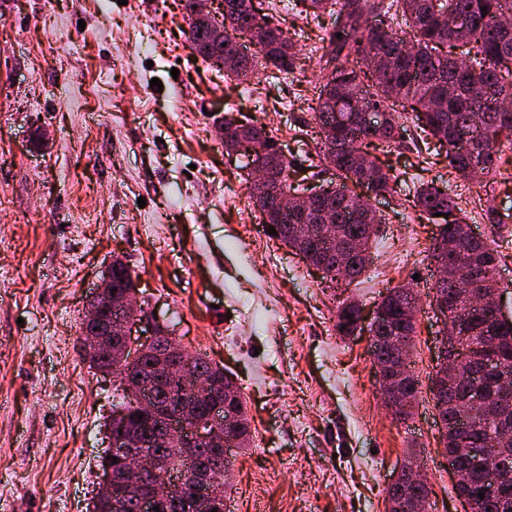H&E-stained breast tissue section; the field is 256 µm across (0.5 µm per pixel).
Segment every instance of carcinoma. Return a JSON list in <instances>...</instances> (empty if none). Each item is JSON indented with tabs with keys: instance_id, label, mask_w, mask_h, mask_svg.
Returning a JSON list of instances; mask_svg holds the SVG:
<instances>
[{
	"instance_id": "carcinoma-1",
	"label": "carcinoma",
	"mask_w": 512,
	"mask_h": 512,
	"mask_svg": "<svg viewBox=\"0 0 512 512\" xmlns=\"http://www.w3.org/2000/svg\"><path fill=\"white\" fill-rule=\"evenodd\" d=\"M195 2L181 0L187 23L184 35L192 52L207 62L215 58L217 48L212 30L194 20ZM223 2L224 37L245 38L256 47L254 54L224 58V75L247 81L260 73L269 80L296 68V48L278 19L277 3L263 9L255 0ZM297 5L301 6L298 18L303 21L329 18L317 60L320 79L312 86L315 107L311 108L310 121L320 129L315 154L304 155L297 164L285 163L276 155L273 135L265 124L242 122L231 115L224 116V141L239 137L251 140L257 146L254 161L269 166L270 186L257 196L248 194L269 238L281 240L290 230L310 223L313 212H327L328 223L318 224L305 234L302 251L316 261L333 257L324 269L330 282L339 276L352 282L366 270L367 261L334 260L338 243L362 239L368 251L377 237V230L369 227L382 223L376 211L360 203L357 189L385 196L393 191L395 181L390 170L369 158L366 148L392 150L402 146L407 114H412L419 130L413 147L428 156L445 151L448 175L480 186H490L502 175L505 161L500 143L505 139L512 144V125H504V114L495 111L493 104L499 99L512 100V43L505 42L501 33L504 23L512 21V0H297ZM396 24L407 26L412 39L398 36ZM444 46L460 49L461 55L440 53ZM323 162L336 169V185L314 200L280 213L279 197L297 190L295 181L315 178ZM411 203L438 227L430 257L444 254L439 249L443 239L451 243L444 254L448 263L461 259L475 273L481 288L496 287V268L504 255L487 240L462 234L468 222L461 203L436 183L424 180L415 187ZM271 226L276 233H269ZM112 288L118 294L136 288L133 272L120 259L112 260ZM379 306L391 332L413 346L415 321L406 309L416 306L414 289L399 294L392 288L381 297ZM360 313L359 303L348 299L338 302L337 334L353 336L362 330ZM458 320L460 333L474 342L484 336L503 339L507 374L487 367L466 369L467 376L457 390L448 394L443 422L451 435L442 437L444 450L453 452L458 447L456 438L470 436L480 441L484 451L496 454L500 448H512V427H499L492 416L470 406L463 395L481 389L494 402H512V321L497 322L490 310L479 308L458 316ZM368 332L371 359L389 356V347L377 339L376 331L370 328ZM185 356L190 359L187 379L171 392L173 401H223L227 393H235L231 409L237 419L224 435L231 450L249 447L252 430L245 401L224 366L201 354L187 352ZM150 364L151 357L146 355L138 362L124 364L121 370L107 359L96 361L93 367L120 378L130 370L144 372ZM197 375L213 379L206 398L194 391ZM113 408L110 434L118 437L131 427L145 434L151 431L144 409L129 394L120 396ZM156 452V478L169 480L180 473L177 464L186 449L175 442H162ZM499 474V486L491 489L483 483L480 466L472 468L468 483L461 487L471 496L472 512H498V495H512V456L499 459ZM429 493L427 486L388 489L389 497L406 504L417 499L418 512H425L423 503Z\"/></svg>"
}]
</instances>
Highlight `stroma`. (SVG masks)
<instances>
[{
    "instance_id": "35a3bbf8",
    "label": "stroma",
    "mask_w": 512,
    "mask_h": 512,
    "mask_svg": "<svg viewBox=\"0 0 512 512\" xmlns=\"http://www.w3.org/2000/svg\"><path fill=\"white\" fill-rule=\"evenodd\" d=\"M282 25L302 54L268 82L224 77L194 55L180 0H0V505L7 512H87L109 446L116 380L90 369L76 339L113 257L139 298L192 353L230 372L253 439L225 493L229 512H388V483L415 452L430 481L426 512H464L443 454L431 378L441 323L432 308L437 231L408 201L415 177L462 201L473 232L501 246L512 311V182L489 202L449 180L446 157L380 155L394 192L371 264L345 294L372 311L386 289L420 295L412 416L393 420L367 353L368 332L337 335L336 287L263 232L243 204L244 173L213 123L260 119L302 158L318 23ZM178 76H171V69ZM160 79L161 88L150 85Z\"/></svg>"
}]
</instances>
